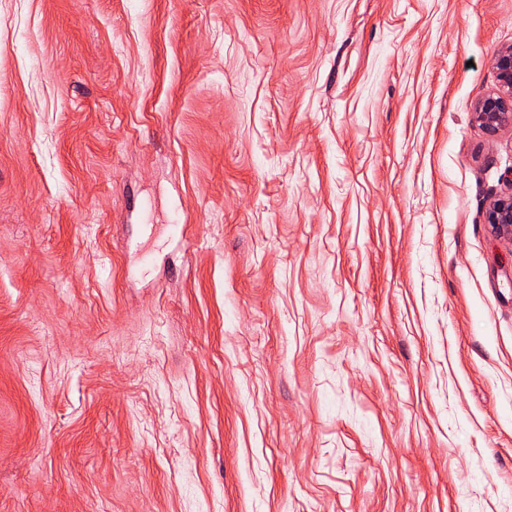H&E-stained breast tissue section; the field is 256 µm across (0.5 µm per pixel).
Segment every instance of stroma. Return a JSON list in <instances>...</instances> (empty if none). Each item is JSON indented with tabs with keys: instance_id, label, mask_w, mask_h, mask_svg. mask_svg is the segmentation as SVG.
Listing matches in <instances>:
<instances>
[{
	"instance_id": "35a3bbf8",
	"label": "stroma",
	"mask_w": 512,
	"mask_h": 512,
	"mask_svg": "<svg viewBox=\"0 0 512 512\" xmlns=\"http://www.w3.org/2000/svg\"><path fill=\"white\" fill-rule=\"evenodd\" d=\"M508 45L512 0H0V512H512ZM495 67L498 90L480 99L474 111L477 121L490 131L506 125L512 126V46L500 51ZM485 222L512 241V193L493 199L486 211Z\"/></svg>"
}]
</instances>
